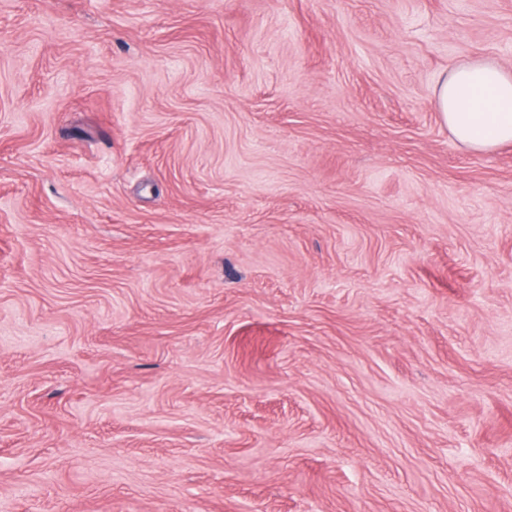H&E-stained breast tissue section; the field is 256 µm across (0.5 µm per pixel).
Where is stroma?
<instances>
[{
    "label": "stroma",
    "mask_w": 512,
    "mask_h": 512,
    "mask_svg": "<svg viewBox=\"0 0 512 512\" xmlns=\"http://www.w3.org/2000/svg\"><path fill=\"white\" fill-rule=\"evenodd\" d=\"M473 58L512 0H0V512H512Z\"/></svg>",
    "instance_id": "35a3bbf8"
}]
</instances>
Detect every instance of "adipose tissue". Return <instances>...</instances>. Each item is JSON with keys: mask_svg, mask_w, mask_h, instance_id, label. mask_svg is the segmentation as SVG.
I'll return each instance as SVG.
<instances>
[{"mask_svg": "<svg viewBox=\"0 0 512 512\" xmlns=\"http://www.w3.org/2000/svg\"><path fill=\"white\" fill-rule=\"evenodd\" d=\"M435 98L465 148L486 151L512 142V69L489 60L467 62L439 80Z\"/></svg>", "mask_w": 512, "mask_h": 512, "instance_id": "ef3b65f1", "label": "adipose tissue"}]
</instances>
